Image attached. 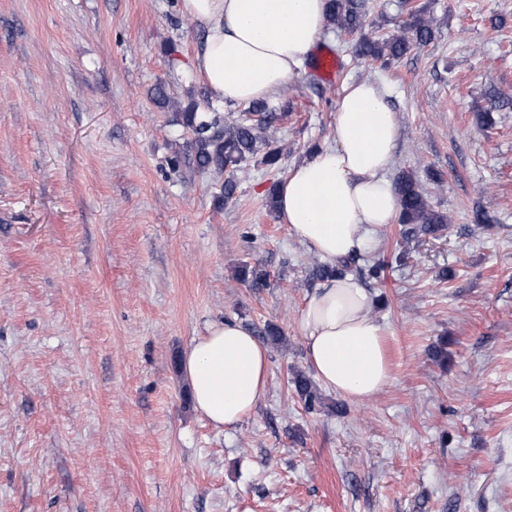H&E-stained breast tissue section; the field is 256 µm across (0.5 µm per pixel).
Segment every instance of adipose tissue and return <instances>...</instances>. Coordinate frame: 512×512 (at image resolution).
<instances>
[{
  "instance_id": "ef3b65f1",
  "label": "adipose tissue",
  "mask_w": 512,
  "mask_h": 512,
  "mask_svg": "<svg viewBox=\"0 0 512 512\" xmlns=\"http://www.w3.org/2000/svg\"><path fill=\"white\" fill-rule=\"evenodd\" d=\"M328 0H179L205 37L194 66L211 97L228 105L265 100L293 80L323 36ZM399 128L373 81L349 83L337 102L333 141L294 165L279 183L277 211L291 234L327 262L368 249L399 212L387 177ZM307 360L330 390L356 401L391 380L385 331L355 277L329 279L300 316ZM195 407L217 429H232L267 387L269 351L233 320L211 325L182 355Z\"/></svg>"
}]
</instances>
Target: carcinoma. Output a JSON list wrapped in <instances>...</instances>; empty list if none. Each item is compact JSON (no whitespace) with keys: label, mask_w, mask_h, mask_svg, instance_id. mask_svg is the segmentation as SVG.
<instances>
[{"label":"carcinoma","mask_w":512,"mask_h":512,"mask_svg":"<svg viewBox=\"0 0 512 512\" xmlns=\"http://www.w3.org/2000/svg\"><path fill=\"white\" fill-rule=\"evenodd\" d=\"M367 15V0H330L329 26L348 34L359 35L355 52L363 59L389 61L397 59L416 45H425L433 38L430 21L422 11L409 14L398 33L384 39L362 35ZM278 116L266 111V104H250L247 115L231 120L218 112L200 111V103L190 101L177 113L179 125L190 135L187 142V164L199 171H234L241 164L255 160L267 166L280 163L282 152L270 132ZM399 199L398 221L407 240L432 235L448 224V216L427 204L419 182L402 174L394 183ZM352 261L336 264L315 262L313 275L321 280L342 277L350 272ZM238 278L253 288L269 286L268 274L257 265L245 264L237 271ZM291 385L304 409L312 413L324 406V396L314 380L302 370L292 372Z\"/></svg>","instance_id":"cac0c4a2"}]
</instances>
